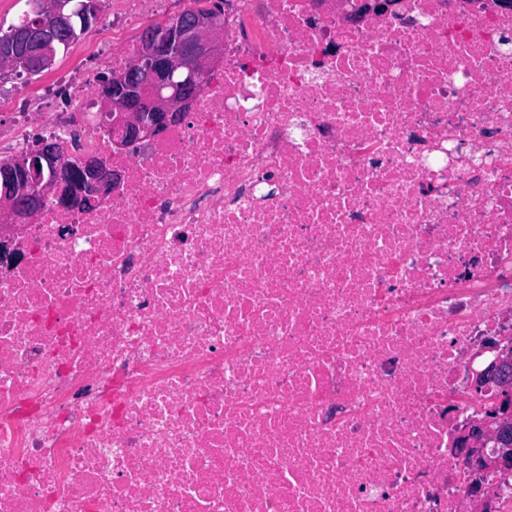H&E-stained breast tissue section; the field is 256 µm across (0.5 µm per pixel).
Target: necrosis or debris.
<instances>
[{
	"label": "necrosis or debris",
	"instance_id": "1",
	"mask_svg": "<svg viewBox=\"0 0 512 512\" xmlns=\"http://www.w3.org/2000/svg\"><path fill=\"white\" fill-rule=\"evenodd\" d=\"M112 30L162 0H131ZM224 0L183 118L112 147L93 78L28 129L113 186L0 225V512H473L452 450L512 340V9Z\"/></svg>",
	"mask_w": 512,
	"mask_h": 512
}]
</instances>
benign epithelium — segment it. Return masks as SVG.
I'll use <instances>...</instances> for the list:
<instances>
[{
    "label": "benign epithelium",
    "instance_id": "obj_1",
    "mask_svg": "<svg viewBox=\"0 0 512 512\" xmlns=\"http://www.w3.org/2000/svg\"><path fill=\"white\" fill-rule=\"evenodd\" d=\"M97 7L98 0L38 3L36 21L0 40V73L51 69L72 14ZM223 40L224 26L214 11L179 15L158 31H146L141 53L101 87L104 107L112 114L113 146L121 149L163 137L199 97L204 76L221 56ZM66 156V147L59 143L0 162L1 224L22 223L50 198L61 207L76 206L91 183L102 181L97 158L83 155L66 165ZM470 387L478 393L496 388L497 410L490 420L474 421L461 433L454 455L477 471L512 474V348H500L475 373Z\"/></svg>",
    "mask_w": 512,
    "mask_h": 512
}]
</instances>
